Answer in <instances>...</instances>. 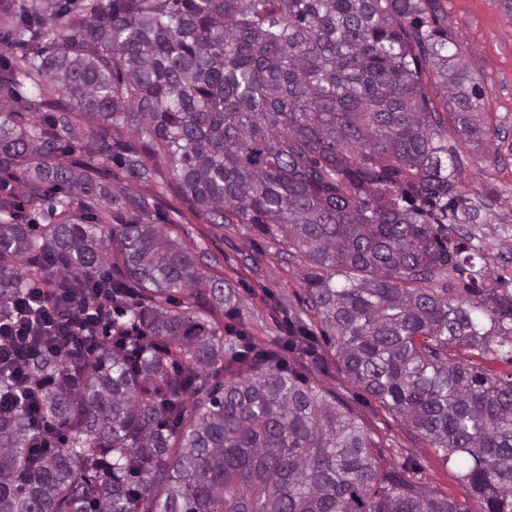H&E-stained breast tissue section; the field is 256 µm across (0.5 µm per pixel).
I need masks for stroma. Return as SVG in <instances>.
<instances>
[{
  "instance_id": "35a3bbf8",
  "label": "stroma",
  "mask_w": 512,
  "mask_h": 512,
  "mask_svg": "<svg viewBox=\"0 0 512 512\" xmlns=\"http://www.w3.org/2000/svg\"><path fill=\"white\" fill-rule=\"evenodd\" d=\"M429 7L480 76L481 110L502 131L501 139L484 146L458 147L459 181L487 195L493 213L512 225V0H431ZM137 191L162 199L157 221L170 222L173 237L206 253L209 261L202 272L233 288L257 343L270 348L286 336L288 313L301 309L306 288L298 264L287 261L279 246L253 225L210 223L204 212L190 210L157 182L138 186ZM317 354L307 372L310 381L347 405L389 461L416 463L421 484L459 502L470 500V489L455 463L444 460L401 418L345 379L329 346L319 344Z\"/></svg>"
}]
</instances>
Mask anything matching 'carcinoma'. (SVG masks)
<instances>
[{"label":"carcinoma","mask_w":512,"mask_h":512,"mask_svg":"<svg viewBox=\"0 0 512 512\" xmlns=\"http://www.w3.org/2000/svg\"><path fill=\"white\" fill-rule=\"evenodd\" d=\"M71 2L0 0V182L44 220L0 196V315L51 271L84 278L79 301L107 293L113 317L77 388L57 349L25 360L24 387L0 377V512H472L288 362L320 337L460 466L478 512H512V374L486 366L512 364V288L448 228L493 223L448 128L500 129L423 0ZM114 165L283 245L319 332L298 317L275 351L216 326L234 294L212 279L201 296L160 200L112 188ZM35 406L55 438L39 457Z\"/></svg>","instance_id":"1"}]
</instances>
